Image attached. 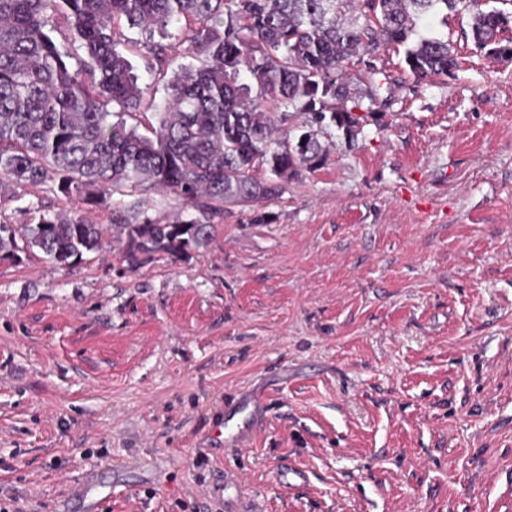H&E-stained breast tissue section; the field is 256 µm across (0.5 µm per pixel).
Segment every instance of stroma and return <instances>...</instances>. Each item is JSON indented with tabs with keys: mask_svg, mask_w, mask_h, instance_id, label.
<instances>
[{
	"mask_svg": "<svg viewBox=\"0 0 512 512\" xmlns=\"http://www.w3.org/2000/svg\"><path fill=\"white\" fill-rule=\"evenodd\" d=\"M471 11L419 29L460 68L398 82L324 166L213 217L206 244L133 266L0 251V512H512V60ZM142 87L148 31L125 29ZM136 217H196L156 189ZM64 197L0 192V219ZM267 400L251 448L210 446L227 399Z\"/></svg>",
	"mask_w": 512,
	"mask_h": 512,
	"instance_id": "1",
	"label": "stroma"
}]
</instances>
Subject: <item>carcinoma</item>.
<instances>
[{
	"instance_id": "carcinoma-1",
	"label": "carcinoma",
	"mask_w": 512,
	"mask_h": 512,
	"mask_svg": "<svg viewBox=\"0 0 512 512\" xmlns=\"http://www.w3.org/2000/svg\"><path fill=\"white\" fill-rule=\"evenodd\" d=\"M477 0H0V186L45 188L79 207L51 214L25 207L20 224H0V251L37 248L50 260H81L103 249L108 225L84 207L112 201L110 222L132 265L179 257L204 245L213 225L195 218L128 221L125 198L157 188L217 214L282 193L326 158L318 134L348 139L386 105L394 78L376 66L381 49L405 47L414 81L450 77L448 40L417 34L441 11ZM134 28L180 25L198 65L174 73L168 99L147 96L119 49L117 21ZM512 16L479 10L475 46L512 58ZM152 68L170 65V46L146 45ZM358 70L351 71V66ZM271 101L279 115L262 107ZM353 107L345 106V101ZM150 113L143 134L112 121L114 108ZM305 121L274 136V119Z\"/></svg>"
}]
</instances>
